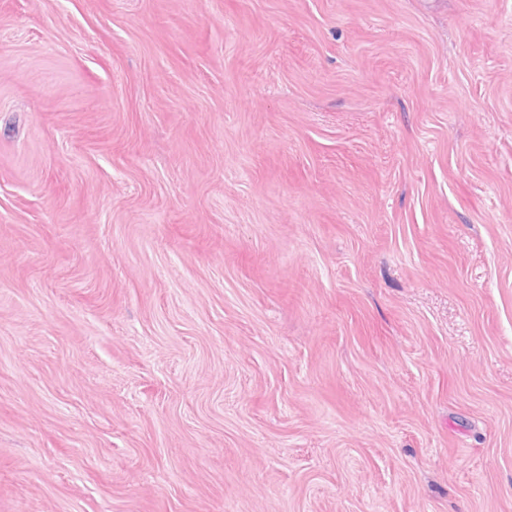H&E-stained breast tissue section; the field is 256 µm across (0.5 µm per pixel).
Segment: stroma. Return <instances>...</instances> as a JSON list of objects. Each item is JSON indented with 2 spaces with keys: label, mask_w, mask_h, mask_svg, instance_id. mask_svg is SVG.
I'll return each mask as SVG.
<instances>
[{
  "label": "stroma",
  "mask_w": 512,
  "mask_h": 512,
  "mask_svg": "<svg viewBox=\"0 0 512 512\" xmlns=\"http://www.w3.org/2000/svg\"><path fill=\"white\" fill-rule=\"evenodd\" d=\"M0 512H512V0H0Z\"/></svg>",
  "instance_id": "stroma-1"
}]
</instances>
